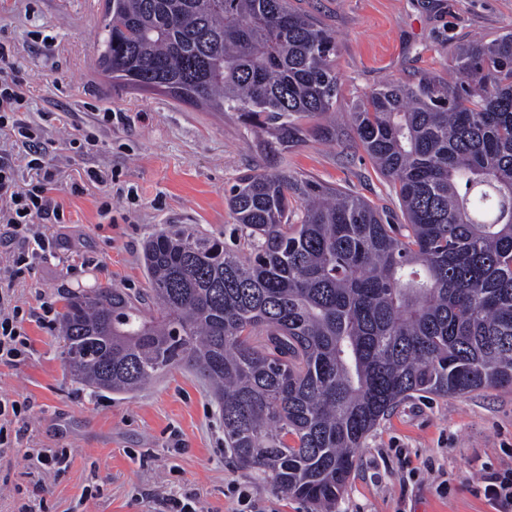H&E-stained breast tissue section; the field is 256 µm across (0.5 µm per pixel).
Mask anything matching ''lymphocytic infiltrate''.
I'll return each instance as SVG.
<instances>
[{
    "label": "lymphocytic infiltrate",
    "mask_w": 512,
    "mask_h": 512,
    "mask_svg": "<svg viewBox=\"0 0 512 512\" xmlns=\"http://www.w3.org/2000/svg\"><path fill=\"white\" fill-rule=\"evenodd\" d=\"M31 100L28 83L19 76L15 48L0 39V237L9 247L0 250V364L18 363L27 342L22 331L14 279L45 252L39 224L57 216L51 193L58 187L57 171L41 148L37 127L20 114ZM34 173L19 184L18 171Z\"/></svg>",
    "instance_id": "lymphocytic-infiltrate-1"
}]
</instances>
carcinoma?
<instances>
[{
  "label": "carcinoma",
  "mask_w": 512,
  "mask_h": 512,
  "mask_svg": "<svg viewBox=\"0 0 512 512\" xmlns=\"http://www.w3.org/2000/svg\"><path fill=\"white\" fill-rule=\"evenodd\" d=\"M334 34L290 0H108L99 68L236 112L271 152L331 113ZM405 223L286 170L228 204L247 251L192 224L143 249L149 288H82L63 362L131 392L175 366L208 379L224 449L332 512L356 451L415 395L512 388V32L458 46L453 74L390 81L347 113Z\"/></svg>",
  "instance_id": "cac0c4a2"
}]
</instances>
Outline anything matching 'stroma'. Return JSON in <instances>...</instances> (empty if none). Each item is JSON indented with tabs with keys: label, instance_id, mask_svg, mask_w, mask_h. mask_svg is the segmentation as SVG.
<instances>
[{
	"label": "stroma",
	"instance_id": "obj_1",
	"mask_svg": "<svg viewBox=\"0 0 512 512\" xmlns=\"http://www.w3.org/2000/svg\"><path fill=\"white\" fill-rule=\"evenodd\" d=\"M336 36L337 111L388 80L447 75L459 44L512 31V0H290ZM107 0H6L0 38L16 47L32 88L25 120L42 126L58 160L52 198L64 221L44 224V257L16 280L27 354L0 365V395L29 400L19 450L0 457V512H160V499L188 493L201 512H313L305 500L242 468L224 451V428L209 384L173 368L138 391L93 392L63 363L54 322L67 292L111 284L147 288L145 241L168 224H192L235 247L227 198L242 175L278 168L369 200L398 224L394 185L351 130L305 134L288 150L263 151L233 112L180 103L160 91L113 84L97 66ZM111 121H103L104 112ZM90 133L91 155L66 148ZM111 170L120 194L91 183L87 169ZM112 204L111 223L99 209ZM28 448H67L68 468L37 479ZM512 468V388L418 396L368 436L334 512H497L484 477Z\"/></svg>",
	"mask_w": 512,
	"mask_h": 512
}]
</instances>
